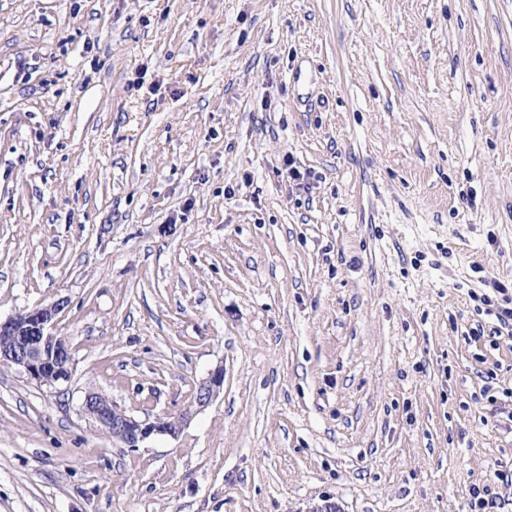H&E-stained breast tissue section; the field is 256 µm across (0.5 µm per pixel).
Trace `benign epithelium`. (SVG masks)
Returning a JSON list of instances; mask_svg holds the SVG:
<instances>
[{
    "mask_svg": "<svg viewBox=\"0 0 512 512\" xmlns=\"http://www.w3.org/2000/svg\"><path fill=\"white\" fill-rule=\"evenodd\" d=\"M64 302L36 307L5 320L0 319V365L16 367L39 386L57 388L69 381L72 355L67 341L53 332L54 320ZM224 384V369L214 370L200 383L192 409L177 416L138 418L115 404L108 396L89 391L81 407L98 427L132 451L154 435L178 437L192 412L207 407Z\"/></svg>",
    "mask_w": 512,
    "mask_h": 512,
    "instance_id": "1",
    "label": "benign epithelium"
}]
</instances>
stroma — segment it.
Returning <instances> with one entry per match:
<instances>
[{"label": "stroma", "instance_id": "stroma-1", "mask_svg": "<svg viewBox=\"0 0 512 512\" xmlns=\"http://www.w3.org/2000/svg\"><path fill=\"white\" fill-rule=\"evenodd\" d=\"M495 281L512 0H0V318L73 356L0 365V512H512ZM64 301L0 318V365L16 367L37 385L56 389L69 381L73 359L67 341L53 332ZM224 384V370L223 368L215 369L210 376L200 383L196 389V393L192 402L194 412L201 411L207 407L221 386ZM82 411L98 427L120 443V447L136 450L154 435L178 437L188 420L192 410L178 416H158L152 420L141 419L115 404L107 395L97 391H89L84 395Z\"/></svg>", "mask_w": 512, "mask_h": 512}]
</instances>
